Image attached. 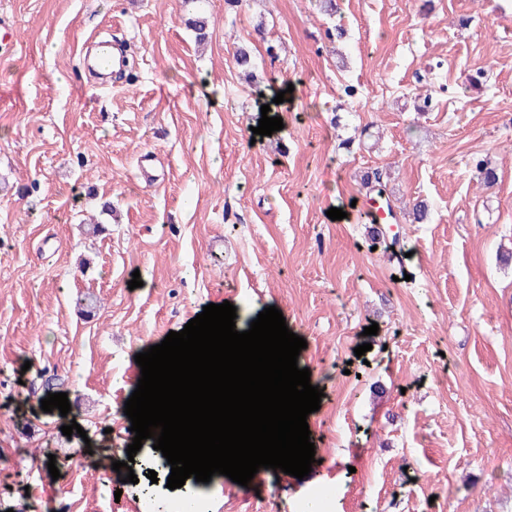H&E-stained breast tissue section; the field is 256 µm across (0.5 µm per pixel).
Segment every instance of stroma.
I'll return each mask as SVG.
<instances>
[{"mask_svg": "<svg viewBox=\"0 0 512 512\" xmlns=\"http://www.w3.org/2000/svg\"><path fill=\"white\" fill-rule=\"evenodd\" d=\"M337 4L0 0L16 34L0 51V512L205 496L168 488L152 440L128 457L124 407L136 354L226 301L240 332L281 310L323 397L307 417L321 466L224 480L223 512H288L314 484L317 512H512V0ZM101 41L135 55L128 81L87 70ZM266 104L284 127L257 137ZM367 171L396 223L369 220ZM418 199L423 224L405 214ZM59 392L68 415L43 412ZM128 459L137 483L101 475Z\"/></svg>", "mask_w": 512, "mask_h": 512, "instance_id": "stroma-1", "label": "stroma"}]
</instances>
